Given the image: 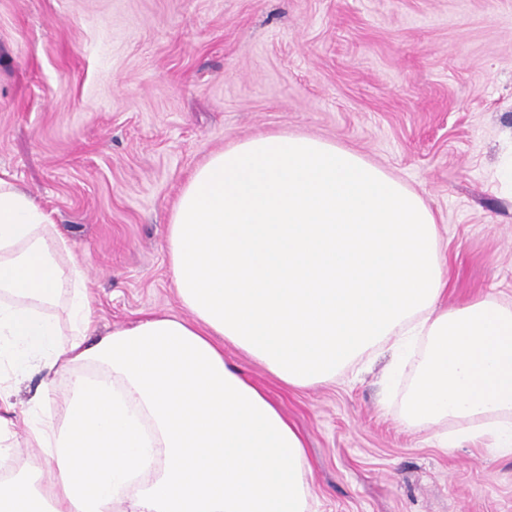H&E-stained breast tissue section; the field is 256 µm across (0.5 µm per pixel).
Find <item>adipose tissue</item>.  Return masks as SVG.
Wrapping results in <instances>:
<instances>
[{"mask_svg":"<svg viewBox=\"0 0 512 512\" xmlns=\"http://www.w3.org/2000/svg\"><path fill=\"white\" fill-rule=\"evenodd\" d=\"M167 240L185 316L97 334L52 210L0 170V410L33 370L67 383L62 421L25 412L43 461L0 473V512H309L304 440L228 345L300 388L420 346L403 423L512 451V303L444 305L434 210L360 153L288 133L229 144L184 186Z\"/></svg>","mask_w":512,"mask_h":512,"instance_id":"1","label":"adipose tissue"}]
</instances>
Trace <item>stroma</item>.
<instances>
[{
	"instance_id": "35a3bbf8",
	"label": "stroma",
	"mask_w": 512,
	"mask_h": 512,
	"mask_svg": "<svg viewBox=\"0 0 512 512\" xmlns=\"http://www.w3.org/2000/svg\"><path fill=\"white\" fill-rule=\"evenodd\" d=\"M332 140L420 193L445 303L512 302V0H0V169L52 209L99 331L183 315L168 223L227 145ZM306 439L312 512H512L492 436L401 422L409 372L306 388L232 346Z\"/></svg>"
}]
</instances>
